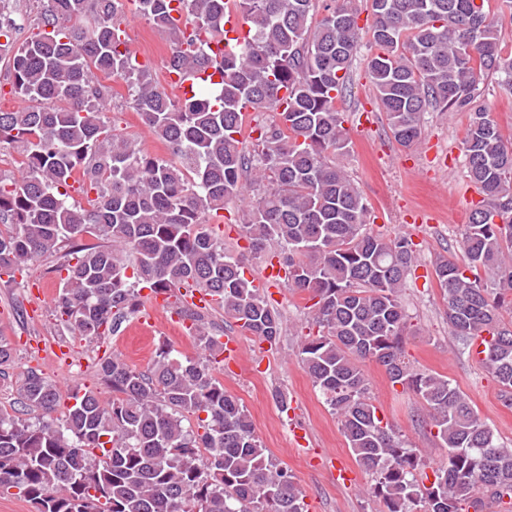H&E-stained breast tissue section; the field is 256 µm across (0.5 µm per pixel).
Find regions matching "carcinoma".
<instances>
[{
  "label": "carcinoma",
  "mask_w": 512,
  "mask_h": 512,
  "mask_svg": "<svg viewBox=\"0 0 512 512\" xmlns=\"http://www.w3.org/2000/svg\"><path fill=\"white\" fill-rule=\"evenodd\" d=\"M125 0H32L23 22L0 0V61L22 106L0 109V270L58 254L73 257L54 300L56 316L88 338L117 331L142 305L141 290L201 291L224 321L276 343L283 319L244 276L243 257L208 228L239 210L240 236L284 268L310 302L317 333L299 361L336 414L365 493L380 512H512V448L501 444L447 377L404 359L412 324L401 293L416 260L404 235L374 230L371 207L336 166L349 151L338 99L349 91L361 35L355 0H135L146 22L168 33L170 74L213 69L208 93L172 96L137 62L121 29ZM487 0H371L366 69L394 141L413 148L422 115L464 112L467 177L483 195L459 248L439 255L434 278L450 333L484 346L480 366L512 406V142L482 102L496 77L512 90ZM234 8L248 37L215 53ZM36 33L21 37L25 29ZM122 82L142 124L169 152H142L106 118ZM272 113L258 136L241 137L243 112ZM77 180L82 201L68 192ZM93 237L97 243L81 240ZM191 322L199 354L182 360L160 345L144 371L117 355L98 363L112 388L103 402L76 389L64 416L55 382L30 370L18 402L34 419L0 414V492L35 512H306L304 495L257 436L248 410L215 377L224 343L203 309ZM13 348L0 336V378ZM384 367L411 390L436 429L443 463L430 462L377 416L365 371ZM196 417L197 429L185 424ZM432 474H427V471Z\"/></svg>",
  "instance_id": "1"
}]
</instances>
